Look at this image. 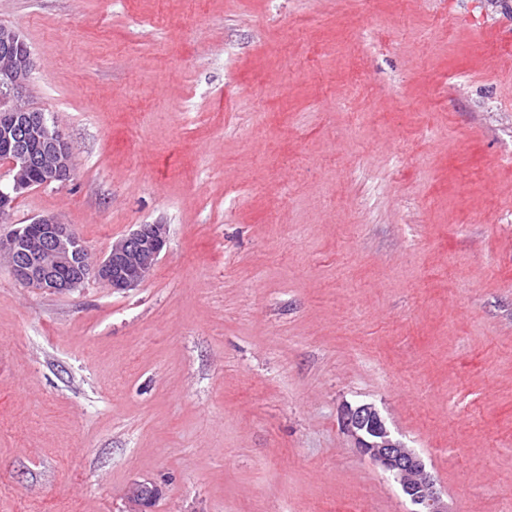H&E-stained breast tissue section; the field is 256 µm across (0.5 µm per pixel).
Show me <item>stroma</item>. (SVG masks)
<instances>
[{"label":"stroma","mask_w":512,"mask_h":512,"mask_svg":"<svg viewBox=\"0 0 512 512\" xmlns=\"http://www.w3.org/2000/svg\"><path fill=\"white\" fill-rule=\"evenodd\" d=\"M76 175L19 197L139 287L0 264V512H512V0H0ZM343 428L356 448L395 482L414 506L411 512H447L423 459L396 438L386 419L372 403L347 405L341 413Z\"/></svg>","instance_id":"1"}]
</instances>
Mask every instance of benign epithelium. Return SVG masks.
<instances>
[{"instance_id": "1", "label": "benign epithelium", "mask_w": 512, "mask_h": 512, "mask_svg": "<svg viewBox=\"0 0 512 512\" xmlns=\"http://www.w3.org/2000/svg\"><path fill=\"white\" fill-rule=\"evenodd\" d=\"M31 50L16 30L0 28V146L10 153L9 180L0 186V220L15 199L35 188L65 184L75 175L71 149L45 113L22 104L32 70ZM168 225L139 224L94 259L70 225L55 216H38L0 235V260L15 280L48 294H67L94 279L115 292L140 286L158 263L168 240ZM343 428L360 452L395 482L413 505L411 512H448L423 459L396 438L372 403L347 405ZM146 486L130 490L131 512H147Z\"/></svg>"}]
</instances>
